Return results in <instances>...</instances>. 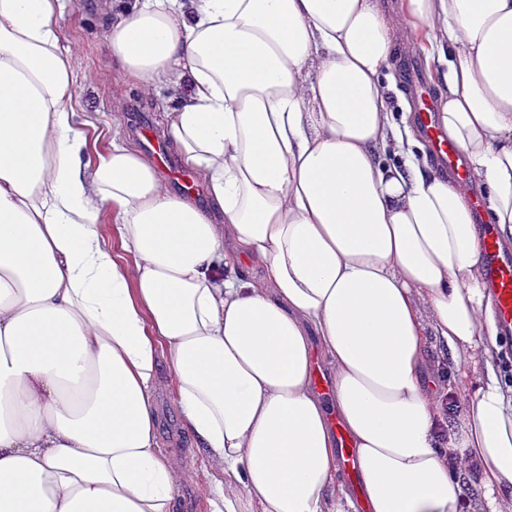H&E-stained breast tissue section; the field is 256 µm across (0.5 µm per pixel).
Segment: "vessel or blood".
<instances>
[{"label":"vessel or blood","instance_id":"1","mask_svg":"<svg viewBox=\"0 0 512 512\" xmlns=\"http://www.w3.org/2000/svg\"><path fill=\"white\" fill-rule=\"evenodd\" d=\"M405 71L408 85L416 97L414 123L429 143L436 163L447 168L458 180L469 181L470 170L459 148L437 124L438 107L428 86L416 76L413 65H406ZM480 249L485 281L496 298L501 325L512 330V251L505 249L489 229L482 234Z\"/></svg>","mask_w":512,"mask_h":512}]
</instances>
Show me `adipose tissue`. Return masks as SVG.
<instances>
[{
  "label": "adipose tissue",
  "mask_w": 512,
  "mask_h": 512,
  "mask_svg": "<svg viewBox=\"0 0 512 512\" xmlns=\"http://www.w3.org/2000/svg\"><path fill=\"white\" fill-rule=\"evenodd\" d=\"M111 12L100 38L144 92L169 91L168 139L211 207L121 143L89 156L62 0H0V512H173L187 474L158 447L163 391L213 472L209 512H459L467 482L479 512H512L471 191L430 167L384 85L399 39L429 44L438 122L512 243V0ZM320 356L357 502L336 483ZM452 448L470 466L449 469ZM336 438L338 443V454L342 468L348 474L356 473L358 470V459L355 448L345 437L339 423H336Z\"/></svg>",
  "instance_id": "adipose-tissue-1"
}]
</instances>
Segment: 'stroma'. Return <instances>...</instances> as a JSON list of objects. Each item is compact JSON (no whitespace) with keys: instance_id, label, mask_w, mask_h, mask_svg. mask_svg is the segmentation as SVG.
<instances>
[{"instance_id":"obj_1","label":"stroma","mask_w":512,"mask_h":512,"mask_svg":"<svg viewBox=\"0 0 512 512\" xmlns=\"http://www.w3.org/2000/svg\"><path fill=\"white\" fill-rule=\"evenodd\" d=\"M60 30L64 47L77 54L82 67L76 86L78 129L85 132L91 151L110 148L113 136L124 145L138 149L142 126L166 125L167 90L142 95L133 90L112 61L106 45L96 36L94 23L103 11V0H65ZM158 443L163 453L176 454L189 473L175 505V512H208L197 487L210 480V470L191 436L181 426V414L170 394L158 399Z\"/></svg>"}]
</instances>
